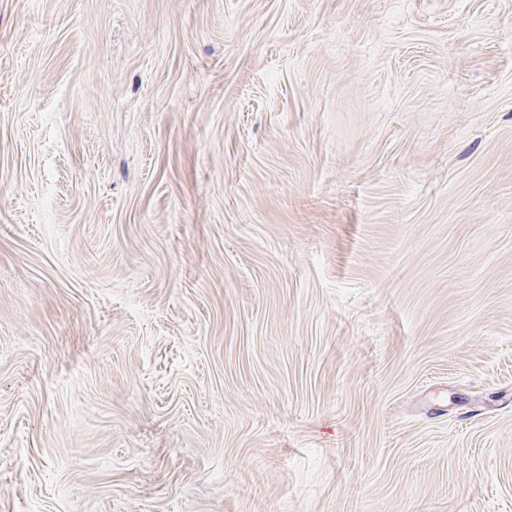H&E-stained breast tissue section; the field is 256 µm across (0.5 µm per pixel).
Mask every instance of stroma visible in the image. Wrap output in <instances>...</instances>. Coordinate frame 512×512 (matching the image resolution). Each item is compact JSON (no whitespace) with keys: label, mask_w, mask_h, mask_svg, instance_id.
<instances>
[{"label":"stroma","mask_w":512,"mask_h":512,"mask_svg":"<svg viewBox=\"0 0 512 512\" xmlns=\"http://www.w3.org/2000/svg\"><path fill=\"white\" fill-rule=\"evenodd\" d=\"M0 512H512V0H0Z\"/></svg>","instance_id":"stroma-1"}]
</instances>
